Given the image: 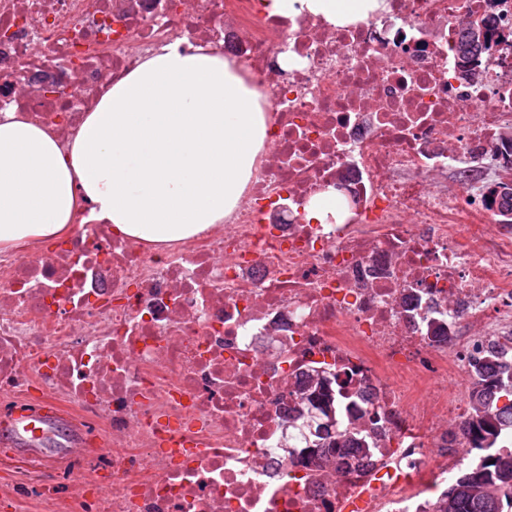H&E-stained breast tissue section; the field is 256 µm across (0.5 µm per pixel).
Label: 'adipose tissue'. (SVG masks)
<instances>
[{
    "instance_id": "ef3b65f1",
    "label": "adipose tissue",
    "mask_w": 512,
    "mask_h": 512,
    "mask_svg": "<svg viewBox=\"0 0 512 512\" xmlns=\"http://www.w3.org/2000/svg\"><path fill=\"white\" fill-rule=\"evenodd\" d=\"M336 22L373 0H267ZM266 118L235 61L173 42L101 99L69 148L16 113L0 115V251L66 235L80 200L116 232L167 246L223 223L251 179Z\"/></svg>"
}]
</instances>
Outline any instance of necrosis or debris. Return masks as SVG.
I'll list each match as a JSON object with an SVG mask.
<instances>
[{
	"label": "necrosis or debris",
	"instance_id": "necrosis-or-debris-1",
	"mask_svg": "<svg viewBox=\"0 0 512 512\" xmlns=\"http://www.w3.org/2000/svg\"><path fill=\"white\" fill-rule=\"evenodd\" d=\"M328 22L262 0H0V113L70 145L159 44L235 60L269 140L233 212L158 249L81 204L0 252V512H431L512 367V0H379ZM490 21L479 81L467 21ZM335 207L311 223L322 199ZM362 445L338 472L311 435ZM41 413L30 445L14 414Z\"/></svg>",
	"mask_w": 512,
	"mask_h": 512
}]
</instances>
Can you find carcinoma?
I'll use <instances>...</instances> for the list:
<instances>
[{
  "label": "carcinoma",
  "instance_id": "1",
  "mask_svg": "<svg viewBox=\"0 0 512 512\" xmlns=\"http://www.w3.org/2000/svg\"><path fill=\"white\" fill-rule=\"evenodd\" d=\"M464 64L482 55L464 31L457 47ZM478 380L471 395V413L464 425L466 441L485 450L476 467H464L435 502L433 512H512V450L499 446L512 438V375L484 373L485 360L473 357Z\"/></svg>",
  "mask_w": 512,
  "mask_h": 512
}]
</instances>
